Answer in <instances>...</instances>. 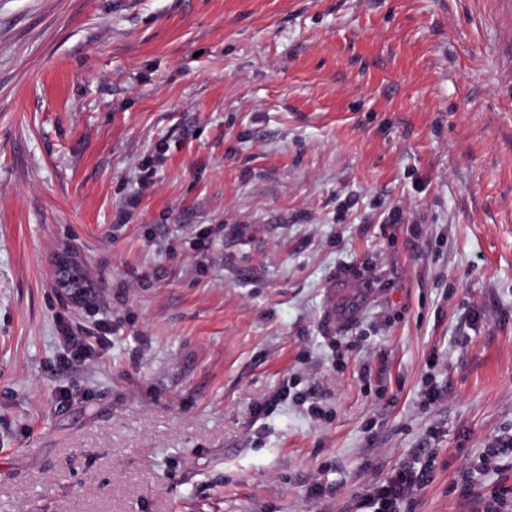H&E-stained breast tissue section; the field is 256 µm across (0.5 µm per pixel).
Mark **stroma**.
I'll return each mask as SVG.
<instances>
[{"label":"stroma","mask_w":512,"mask_h":512,"mask_svg":"<svg viewBox=\"0 0 512 512\" xmlns=\"http://www.w3.org/2000/svg\"><path fill=\"white\" fill-rule=\"evenodd\" d=\"M511 440L512 0H0V512H488ZM60 335L59 342L63 353L72 363H85L93 357L95 346L89 336H83L68 327L63 328ZM423 478L421 470L418 474L400 471L380 486H376L367 496L372 501L373 512H400V505L407 500Z\"/></svg>","instance_id":"1"}]
</instances>
